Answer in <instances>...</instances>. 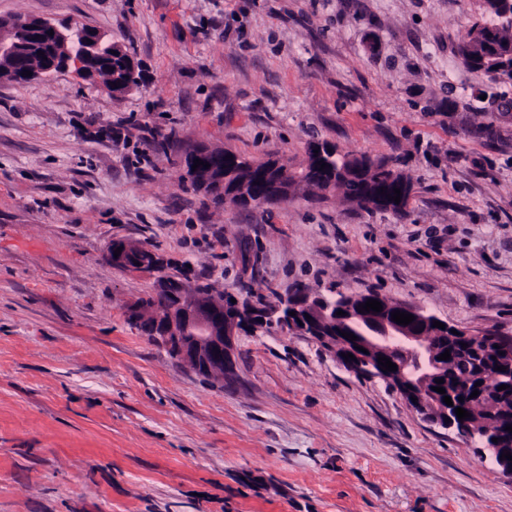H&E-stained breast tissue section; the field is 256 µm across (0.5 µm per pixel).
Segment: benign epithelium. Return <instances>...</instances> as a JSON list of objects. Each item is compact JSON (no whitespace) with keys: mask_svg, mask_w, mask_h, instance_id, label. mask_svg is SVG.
Wrapping results in <instances>:
<instances>
[{"mask_svg":"<svg viewBox=\"0 0 512 512\" xmlns=\"http://www.w3.org/2000/svg\"><path fill=\"white\" fill-rule=\"evenodd\" d=\"M0 25L7 28L16 25L31 34L48 27L50 21L28 17L0 20ZM99 37V32H92L85 52L61 59L50 57L43 70L31 73L27 79H40L72 67L83 77L92 78L87 60ZM118 248L121 253L116 256L114 252ZM106 258L118 269L149 275L158 283L151 306L138 302L126 306L127 320L136 327L145 321L150 322L154 339L165 346L176 360L196 372L220 377L232 374L235 340L240 328L237 321L224 319V302L204 299L187 286L177 292L170 290L167 278L156 271V253L138 243L116 240L110 243ZM310 305V297L304 302L291 293H285L271 303L266 314L286 329L289 312L302 310L308 314ZM386 308L387 311L374 320L357 325L359 336L353 342L347 338L338 343L334 336H316L314 340L325 343V351L349 371L379 378L390 384L423 419L443 429L459 432L448 405L439 394L428 389V384L443 377L450 366V361L439 359L441 352L432 348L426 340V330L433 325L435 317L391 301L387 302ZM390 308L402 310L415 316V319L408 325H400L392 320L388 313ZM484 337L483 333L474 334L459 329L457 335L448 337V344L458 349L465 343L467 348L474 349ZM361 347L366 352L359 351ZM347 353L354 355L355 359H345ZM380 356L389 358L397 365V370L382 371V365L378 363Z\"/></svg>","mask_w":512,"mask_h":512,"instance_id":"1","label":"benign epithelium"}]
</instances>
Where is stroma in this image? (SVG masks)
<instances>
[{
    "mask_svg": "<svg viewBox=\"0 0 512 512\" xmlns=\"http://www.w3.org/2000/svg\"><path fill=\"white\" fill-rule=\"evenodd\" d=\"M19 15L96 27L145 79L0 80V512H512L477 442L309 337L240 333L224 383L177 363L124 314L153 279L105 258L126 239L195 287L376 293L512 336V81L456 53L479 0H0ZM314 139L388 161L404 213L182 185L197 143L297 170Z\"/></svg>",
    "mask_w": 512,
    "mask_h": 512,
    "instance_id": "obj_1",
    "label": "stroma"
}]
</instances>
